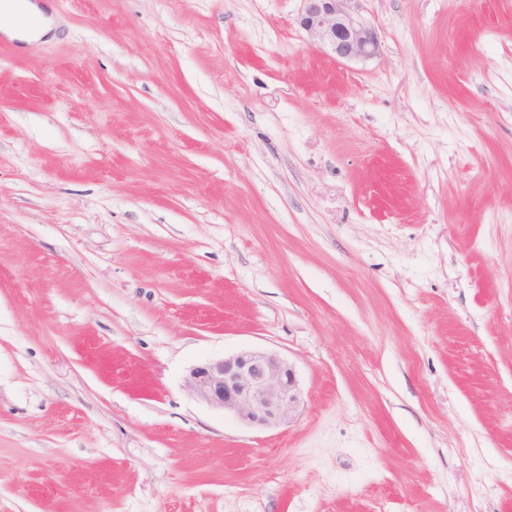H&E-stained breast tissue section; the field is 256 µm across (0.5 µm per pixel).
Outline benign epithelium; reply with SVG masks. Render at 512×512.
<instances>
[{"label":"benign epithelium","mask_w":512,"mask_h":512,"mask_svg":"<svg viewBox=\"0 0 512 512\" xmlns=\"http://www.w3.org/2000/svg\"><path fill=\"white\" fill-rule=\"evenodd\" d=\"M297 24L340 60H367L379 51L375 29L350 0H301ZM185 383L197 400L258 430L281 427L298 411L301 391L293 366L280 355L243 349L189 369Z\"/></svg>","instance_id":"7a95c632"}]
</instances>
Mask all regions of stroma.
Returning <instances> with one entry per match:
<instances>
[{
  "instance_id": "stroma-1",
  "label": "stroma",
  "mask_w": 512,
  "mask_h": 512,
  "mask_svg": "<svg viewBox=\"0 0 512 512\" xmlns=\"http://www.w3.org/2000/svg\"><path fill=\"white\" fill-rule=\"evenodd\" d=\"M0 35V512H512V0H45ZM289 360L249 429L188 369ZM352 0H301L297 24L340 60H367L379 51L375 29L348 6ZM1 11V16L9 18L10 21L4 25L0 23V32L11 40L27 41L41 38L52 30V19L45 15L40 4L27 2L23 13H19L13 3L4 2ZM30 17L37 19V24L34 27L28 22Z\"/></svg>"
}]
</instances>
